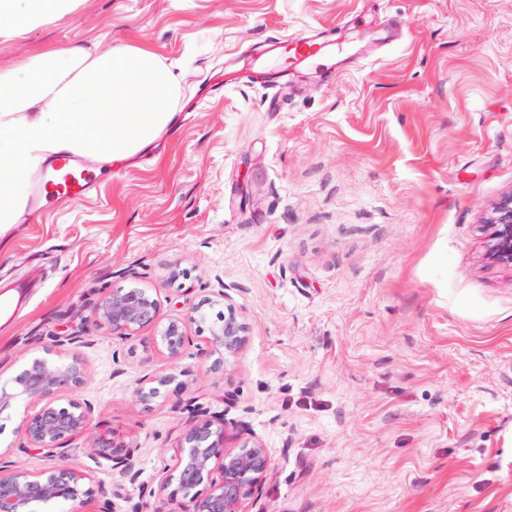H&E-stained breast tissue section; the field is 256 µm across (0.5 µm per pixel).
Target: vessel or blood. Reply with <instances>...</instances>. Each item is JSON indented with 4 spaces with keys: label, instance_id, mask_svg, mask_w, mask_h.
<instances>
[{
    "label": "vessel or blood",
    "instance_id": "vessel-or-blood-1",
    "mask_svg": "<svg viewBox=\"0 0 512 512\" xmlns=\"http://www.w3.org/2000/svg\"><path fill=\"white\" fill-rule=\"evenodd\" d=\"M333 30L321 27L302 35L279 34L268 37L263 45L264 53L280 61L279 67L268 72L266 84L272 94L269 99L274 108H282L288 101L285 86L290 75L305 63L322 61L332 44ZM97 167L79 155L68 154L51 157L44 165L36 183L35 197L44 203L49 198L72 199L86 195L96 180ZM34 283L20 281L0 290V320L25 302Z\"/></svg>",
    "mask_w": 512,
    "mask_h": 512
}]
</instances>
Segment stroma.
<instances>
[{"mask_svg":"<svg viewBox=\"0 0 512 512\" xmlns=\"http://www.w3.org/2000/svg\"><path fill=\"white\" fill-rule=\"evenodd\" d=\"M325 24L355 56L336 80L305 70L276 112L265 85L223 84L226 56ZM69 44L153 50L183 122L0 245V286L39 280L0 323V380L49 348L84 365L60 402L95 406L56 457L25 449L23 408L1 414L0 466L82 474L52 512H192L184 435L220 415L270 458L249 512H512V270L484 231L512 192V0H83L0 38V68ZM133 287L157 323L93 321ZM207 298L247 327L218 373L197 325L176 360L158 336ZM165 374L164 399L135 398ZM112 432L137 480L93 448Z\"/></svg>","mask_w":512,"mask_h":512,"instance_id":"1","label":"stroma"}]
</instances>
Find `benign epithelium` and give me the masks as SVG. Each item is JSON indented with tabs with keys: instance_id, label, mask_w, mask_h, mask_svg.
<instances>
[{
	"instance_id": "7a95c632",
	"label": "benign epithelium",
	"mask_w": 512,
	"mask_h": 512,
	"mask_svg": "<svg viewBox=\"0 0 512 512\" xmlns=\"http://www.w3.org/2000/svg\"><path fill=\"white\" fill-rule=\"evenodd\" d=\"M491 229L488 257L503 266L512 267V194L496 206L489 220ZM157 299L140 288L120 289L105 295L94 307L92 316L122 336L156 321ZM208 324L207 341L210 354L218 355L211 368L223 367L246 343V329L234 307L225 306L224 313L213 322L203 306L198 305L184 316L165 323L159 336L171 359L181 354L190 324ZM44 356L29 359L22 371L7 381H0V414L24 401L34 411L23 416L18 431L28 447L49 457L61 448L63 441L87 431L95 411L93 403L72 399L59 403L57 395L78 387L84 367L74 358L58 362ZM175 380L172 375L155 376L141 382L134 391L138 401L149 404L162 397L161 388ZM187 453L180 457L177 474L178 491L193 499L192 512H248L245 500L270 467L267 451L259 442L231 448L225 445V428L213 427L204 421L191 426L185 433ZM95 447L110 457L121 474L133 481L138 476L134 453L116 436L101 435ZM220 479L210 484V490L199 496L196 488L213 470ZM78 475L65 466L48 472H27L0 466V512H44V507L75 501L79 497Z\"/></svg>"
}]
</instances>
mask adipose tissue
I'll list each match as a JSON object with an SVG mask.
<instances>
[{"label": "adipose tissue", "instance_id": "adipose-tissue-1", "mask_svg": "<svg viewBox=\"0 0 512 512\" xmlns=\"http://www.w3.org/2000/svg\"><path fill=\"white\" fill-rule=\"evenodd\" d=\"M81 0H0V38L76 10ZM179 85L152 50L56 48L0 69V233L16 224L26 176L47 157L133 163L170 125Z\"/></svg>", "mask_w": 512, "mask_h": 512}]
</instances>
